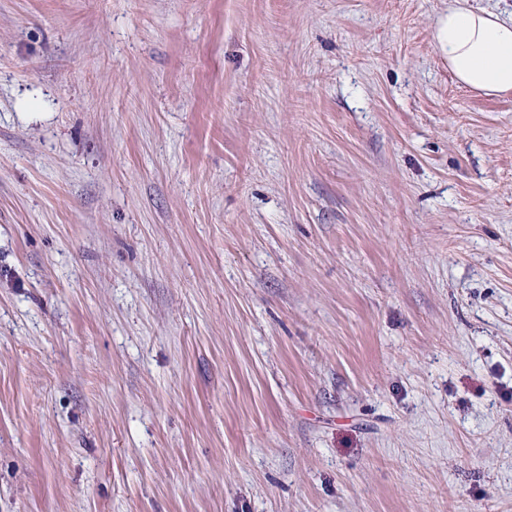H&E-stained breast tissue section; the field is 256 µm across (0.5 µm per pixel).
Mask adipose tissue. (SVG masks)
I'll use <instances>...</instances> for the list:
<instances>
[{
    "label": "adipose tissue",
    "mask_w": 512,
    "mask_h": 512,
    "mask_svg": "<svg viewBox=\"0 0 512 512\" xmlns=\"http://www.w3.org/2000/svg\"><path fill=\"white\" fill-rule=\"evenodd\" d=\"M436 38L462 84L485 94L512 93V20L481 8L453 6Z\"/></svg>",
    "instance_id": "adipose-tissue-1"
}]
</instances>
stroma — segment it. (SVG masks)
Instances as JSON below:
<instances>
[{
    "label": "stroma",
    "instance_id": "1",
    "mask_svg": "<svg viewBox=\"0 0 512 512\" xmlns=\"http://www.w3.org/2000/svg\"><path fill=\"white\" fill-rule=\"evenodd\" d=\"M450 2L0 0V512H512Z\"/></svg>",
    "mask_w": 512,
    "mask_h": 512
}]
</instances>
